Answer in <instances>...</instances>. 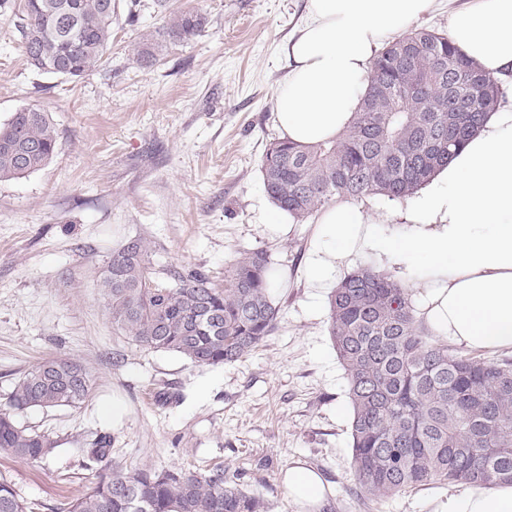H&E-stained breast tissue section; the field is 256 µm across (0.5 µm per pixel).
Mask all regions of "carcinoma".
<instances>
[{
	"label": "carcinoma",
	"mask_w": 512,
	"mask_h": 512,
	"mask_svg": "<svg viewBox=\"0 0 512 512\" xmlns=\"http://www.w3.org/2000/svg\"><path fill=\"white\" fill-rule=\"evenodd\" d=\"M22 44L41 73L75 80L100 65L112 41L116 0H21ZM208 17L170 13L137 55L160 59L164 44L200 35ZM501 96L499 78L466 59L448 36L412 29L385 46L368 74L353 122L311 145L276 139L262 158L265 191L301 223L339 198L401 199L426 185L483 125ZM49 114L24 108L0 123V180L23 177L55 155ZM138 237L112 252L99 287L112 324L144 348L196 366L246 359L277 328L272 290L279 272L267 250H243L224 268V286L198 268L151 266ZM328 332L348 383L351 461L360 495L384 500L408 489L466 482L512 484V358L454 352L417 319L407 289L370 266L334 289ZM93 378L74 360L52 357L25 371L0 406V450L37 460L58 442L21 425L31 408H79ZM95 482L61 512H270L224 463L205 470L124 466L112 435L81 448ZM0 512H32L0 479Z\"/></svg>",
	"instance_id": "1"
}]
</instances>
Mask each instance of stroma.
<instances>
[{
    "instance_id": "35a3bbf8",
    "label": "stroma",
    "mask_w": 512,
    "mask_h": 512,
    "mask_svg": "<svg viewBox=\"0 0 512 512\" xmlns=\"http://www.w3.org/2000/svg\"><path fill=\"white\" fill-rule=\"evenodd\" d=\"M117 4L103 63L75 82L34 70L17 8H0V122L37 107L58 134L46 166L0 181V405L48 357L79 361L94 381L81 408L20 415L58 448L35 462L0 451V478L35 512H59L96 478L80 441L105 430L128 466L224 463L271 512H303L282 483L296 462L331 488L317 512H433L444 487L358 497L329 298L306 286L316 224L296 223L263 185L265 148L280 136L283 47L308 0H169L202 8L209 25L150 68L137 47L163 24L154 0ZM139 236L152 242L155 269L200 268L219 284L237 252L267 249L282 274L275 332L246 360L208 367L134 345L113 327L98 284L112 252ZM112 401L120 420L98 413Z\"/></svg>"
}]
</instances>
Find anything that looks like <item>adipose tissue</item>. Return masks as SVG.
I'll use <instances>...</instances> for the list:
<instances>
[{
    "label": "adipose tissue",
    "mask_w": 512,
    "mask_h": 512,
    "mask_svg": "<svg viewBox=\"0 0 512 512\" xmlns=\"http://www.w3.org/2000/svg\"><path fill=\"white\" fill-rule=\"evenodd\" d=\"M435 0H309V18L284 46L288 72L275 100L284 138L330 139L358 112L380 48L430 13ZM448 37L486 73L512 72V0H467L448 19ZM404 231L384 234L361 208L341 201L316 220L309 288L336 285L365 252L397 269L418 318L435 337L475 351L512 352V107L480 131L423 190L411 195ZM294 501L314 508L326 493L313 469L288 467ZM435 512H512V484L449 492Z\"/></svg>",
    "instance_id": "obj_1"
}]
</instances>
